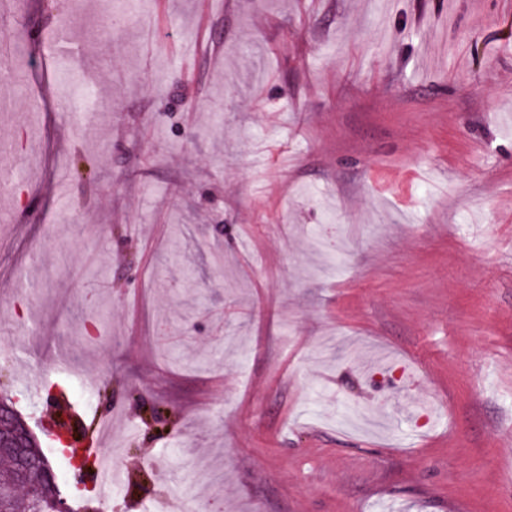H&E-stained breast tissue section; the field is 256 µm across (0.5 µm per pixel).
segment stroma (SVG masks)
<instances>
[{
	"instance_id": "1",
	"label": "stroma",
	"mask_w": 512,
	"mask_h": 512,
	"mask_svg": "<svg viewBox=\"0 0 512 512\" xmlns=\"http://www.w3.org/2000/svg\"><path fill=\"white\" fill-rule=\"evenodd\" d=\"M1 44L0 395L45 445L98 380L120 445L74 512H512V0H12Z\"/></svg>"
}]
</instances>
